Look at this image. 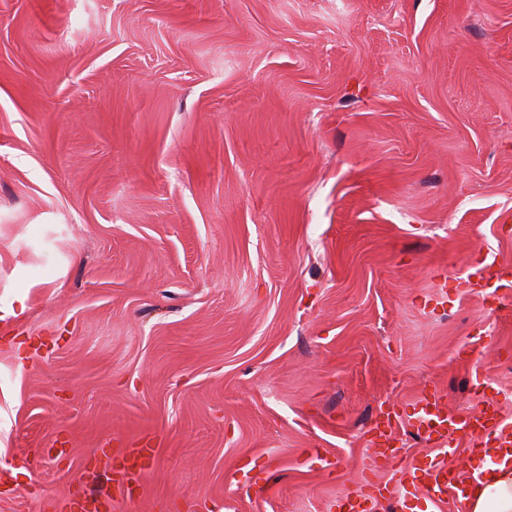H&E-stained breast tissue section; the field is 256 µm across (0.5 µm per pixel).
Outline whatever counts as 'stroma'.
Returning <instances> with one entry per match:
<instances>
[{
  "mask_svg": "<svg viewBox=\"0 0 512 512\" xmlns=\"http://www.w3.org/2000/svg\"><path fill=\"white\" fill-rule=\"evenodd\" d=\"M484 260L512 0H0V512H329L391 480L383 404L468 471L407 422L436 388L512 423ZM396 414L390 410H384L380 406L374 419L376 431L373 452V467H378V462H394L401 455L403 448L402 440L394 430V419Z\"/></svg>",
  "mask_w": 512,
  "mask_h": 512,
  "instance_id": "35a3bbf8",
  "label": "stroma"
}]
</instances>
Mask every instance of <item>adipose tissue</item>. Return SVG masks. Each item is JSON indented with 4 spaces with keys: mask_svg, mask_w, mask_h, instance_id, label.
<instances>
[{
    "mask_svg": "<svg viewBox=\"0 0 512 512\" xmlns=\"http://www.w3.org/2000/svg\"><path fill=\"white\" fill-rule=\"evenodd\" d=\"M481 470L482 479L464 498L467 512H512V455L490 452Z\"/></svg>",
    "mask_w": 512,
    "mask_h": 512,
    "instance_id": "1",
    "label": "adipose tissue"
}]
</instances>
